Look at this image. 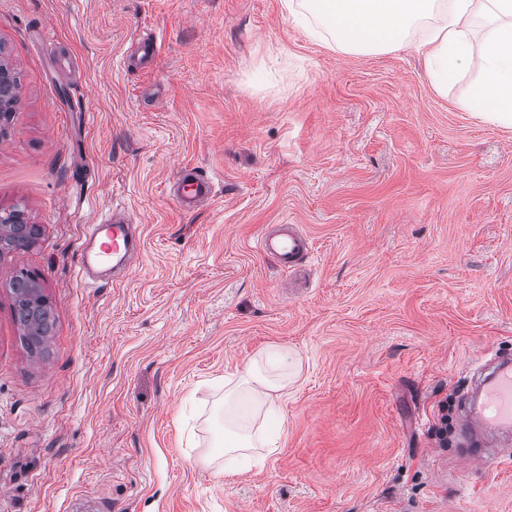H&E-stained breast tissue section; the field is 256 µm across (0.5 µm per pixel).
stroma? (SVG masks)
I'll list each match as a JSON object with an SVG mask.
<instances>
[{
	"label": "stroma",
	"mask_w": 512,
	"mask_h": 512,
	"mask_svg": "<svg viewBox=\"0 0 512 512\" xmlns=\"http://www.w3.org/2000/svg\"><path fill=\"white\" fill-rule=\"evenodd\" d=\"M0 59V210L41 227L0 256V512H512V448L474 468L436 438L471 364L512 357V130L459 108L468 80L332 51L282 0H0ZM192 168L216 196L186 212ZM112 211L143 253L89 285ZM278 224L313 242L291 274L256 248ZM23 270L56 318L34 353ZM271 345L295 360L255 421L276 450L227 458L224 377ZM12 69L0 59V129L8 123L13 116L15 102V84Z\"/></svg>",
	"instance_id": "35a3bbf8"
}]
</instances>
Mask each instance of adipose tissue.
I'll return each instance as SVG.
<instances>
[{
  "label": "adipose tissue",
  "instance_id": "ef3b65f1",
  "mask_svg": "<svg viewBox=\"0 0 512 512\" xmlns=\"http://www.w3.org/2000/svg\"><path fill=\"white\" fill-rule=\"evenodd\" d=\"M284 6L289 21L344 54H386L419 43L437 95H447L460 75L473 74L460 108L512 128V0H284ZM292 367L287 348L272 345L225 378V455L257 446L247 416L287 398Z\"/></svg>",
  "mask_w": 512,
  "mask_h": 512
}]
</instances>
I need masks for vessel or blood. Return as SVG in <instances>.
<instances>
[{
  "mask_svg": "<svg viewBox=\"0 0 512 512\" xmlns=\"http://www.w3.org/2000/svg\"><path fill=\"white\" fill-rule=\"evenodd\" d=\"M214 183L198 171H190L179 182L174 203L183 210L196 209L210 201ZM141 240L133 225L105 217L89 225L81 247L80 272L86 279L126 276L132 259L139 255ZM261 254L272 257L281 269L296 271L310 257L312 245L307 234L296 225L282 224L258 241ZM469 372L475 381V402H459L458 436L455 454L469 464L487 467L497 461L495 449L482 438L493 432L512 433V361L481 359Z\"/></svg>",
  "mask_w": 512,
  "mask_h": 512,
  "instance_id": "b4317fda",
  "label": "vessel or blood"
}]
</instances>
